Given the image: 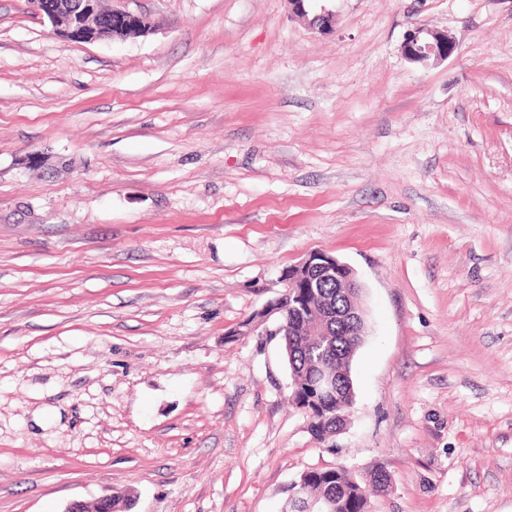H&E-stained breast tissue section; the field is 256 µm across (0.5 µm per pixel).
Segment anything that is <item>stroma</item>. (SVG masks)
<instances>
[{
  "instance_id": "stroma-1",
  "label": "stroma",
  "mask_w": 512,
  "mask_h": 512,
  "mask_svg": "<svg viewBox=\"0 0 512 512\" xmlns=\"http://www.w3.org/2000/svg\"><path fill=\"white\" fill-rule=\"evenodd\" d=\"M105 4L154 31L0 0V512H286L339 466L389 474L369 512H512V0H311L327 35L286 0ZM417 25L455 53L406 60ZM314 252L369 325L324 444L255 318ZM33 4L46 17L54 31L77 43H94L149 34L154 22L145 14L109 9L105 15L100 0H49Z\"/></svg>"
}]
</instances>
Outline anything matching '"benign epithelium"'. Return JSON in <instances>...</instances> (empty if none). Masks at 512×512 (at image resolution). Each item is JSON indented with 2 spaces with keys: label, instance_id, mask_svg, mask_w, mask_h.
Masks as SVG:
<instances>
[{
  "label": "benign epithelium",
  "instance_id": "7a95c632",
  "mask_svg": "<svg viewBox=\"0 0 512 512\" xmlns=\"http://www.w3.org/2000/svg\"><path fill=\"white\" fill-rule=\"evenodd\" d=\"M34 8L50 21L58 35L77 43L137 37L150 33L154 28V22L145 14L113 8L103 13L99 0H50L46 4L37 2ZM455 50L456 42L448 33L422 26L408 30L402 44L404 57L420 64L446 60ZM320 275L336 280V289L349 301L342 310L344 317L362 327L360 335H365L366 312L359 299L361 285L348 264L325 253H313L291 270L285 276L284 292L262 309L261 317L275 315L281 321L279 328H284L282 321L288 315L290 288L298 281L313 288Z\"/></svg>",
  "mask_w": 512,
  "mask_h": 512
}]
</instances>
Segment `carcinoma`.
Returning <instances> with one entry per match:
<instances>
[{"label":"carcinoma","instance_id":"carcinoma-1","mask_svg":"<svg viewBox=\"0 0 512 512\" xmlns=\"http://www.w3.org/2000/svg\"><path fill=\"white\" fill-rule=\"evenodd\" d=\"M298 306L288 311V331L282 342L290 379L293 402L308 419V428L315 440L324 443L336 434L339 414L343 411L346 394L353 389L352 379L343 380L333 393L320 389L318 376L336 373L341 368L351 374V362L358 349L353 329L336 323V318L324 312L319 301L336 304L334 288H299ZM295 488L308 499L328 504L327 512H368V496L349 472L334 469H310L301 473Z\"/></svg>","mask_w":512,"mask_h":512}]
</instances>
